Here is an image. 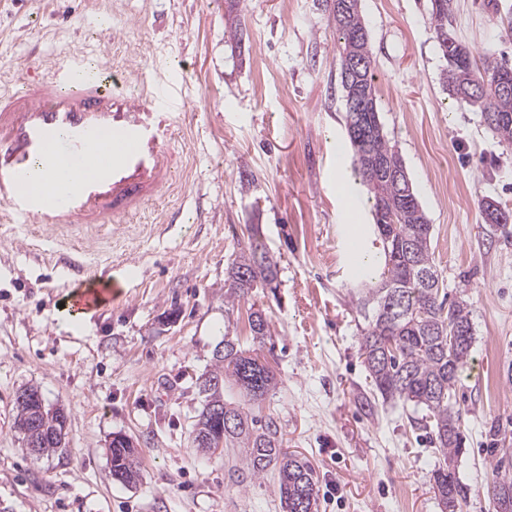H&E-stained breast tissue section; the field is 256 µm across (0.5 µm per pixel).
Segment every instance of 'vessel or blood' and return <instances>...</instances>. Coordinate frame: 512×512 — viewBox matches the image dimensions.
I'll list each match as a JSON object with an SVG mask.
<instances>
[{"mask_svg": "<svg viewBox=\"0 0 512 512\" xmlns=\"http://www.w3.org/2000/svg\"><path fill=\"white\" fill-rule=\"evenodd\" d=\"M139 74L87 66L61 55L50 75L0 95V222L41 224L86 240L90 230L124 225L172 186L183 163L176 148L178 86L156 81L129 92ZM67 265L77 287L73 311H96L119 280L87 286L89 266Z\"/></svg>", "mask_w": 512, "mask_h": 512, "instance_id": "b4317fda", "label": "vessel or blood"}]
</instances>
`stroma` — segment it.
Wrapping results in <instances>:
<instances>
[{
	"label": "stroma",
	"instance_id": "35a3bbf8",
	"mask_svg": "<svg viewBox=\"0 0 512 512\" xmlns=\"http://www.w3.org/2000/svg\"><path fill=\"white\" fill-rule=\"evenodd\" d=\"M429 7L361 0L385 130L433 225L444 288L473 324L456 390L463 512H495V450L512 447V237L487 232L480 202L512 207V145L449 96ZM507 17L512 0H453L452 33L477 56L512 62ZM64 52L107 58L117 72L135 65L148 82L176 77L185 159L172 189L126 228L96 231L87 249L96 279L118 264L125 281L95 316L62 308L74 283L57 258L76 241L0 223V512H282L276 472L240 484L238 449L203 455L192 444L198 380L228 334L273 370L276 388L248 409L276 417L287 451L314 464L320 512H441L440 456L410 425L421 409L374 397L360 351L363 278L349 260V220L365 224V249L383 248L366 188L336 183L353 163L323 0H0V93ZM174 209L182 223L164 224ZM250 224L279 263L278 286L229 305L228 268ZM253 307L272 325L260 349ZM27 386L66 409L64 452L25 449L15 397ZM119 434L140 452L132 486L110 473Z\"/></svg>",
	"mask_w": 512,
	"mask_h": 512
}]
</instances>
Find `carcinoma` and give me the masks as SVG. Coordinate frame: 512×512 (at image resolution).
I'll return each instance as SVG.
<instances>
[{
  "mask_svg": "<svg viewBox=\"0 0 512 512\" xmlns=\"http://www.w3.org/2000/svg\"><path fill=\"white\" fill-rule=\"evenodd\" d=\"M343 11L325 4L336 29L340 84L345 101V128L353 149L355 175L367 187L374 223L382 240L384 267L379 285L360 305L367 326L361 330V352L372 387L384 400L412 403L425 411L413 425L432 432L442 461L433 473L434 490L443 512H462L469 488L456 476L455 461L463 452L461 412L453 397L473 347V324L468 305L447 301L443 282L431 252L432 224L420 203L405 162L388 139L381 117L374 68L353 69L372 61L369 31L361 0H342ZM430 20L447 67L442 80L449 95L462 108L493 114L488 126L500 141L512 144V65L493 58L476 60L466 45L450 35L452 0H430ZM484 223L504 236L512 234V210L493 199L481 201ZM259 226H252L248 243L228 270V303L245 300L255 288L277 287L279 266L259 242ZM253 342L265 345L272 336L270 321L261 310L248 315ZM231 382L252 401L276 387L270 368L238 348L224 334V347L216 349L213 368L199 381L202 408L197 415L192 443L200 447L239 448L252 479L277 472L281 507L285 512H319L318 476L311 462L283 450L278 422L261 421L245 407L224 399V384ZM15 425L31 452L51 456L66 448L62 408L50 409L37 389L16 393ZM494 467L487 484L496 512H512V476ZM112 478L129 485L139 479V462L132 442L112 439Z\"/></svg>",
  "mask_w": 512,
  "mask_h": 512,
  "instance_id": "obj_1",
  "label": "carcinoma"
}]
</instances>
